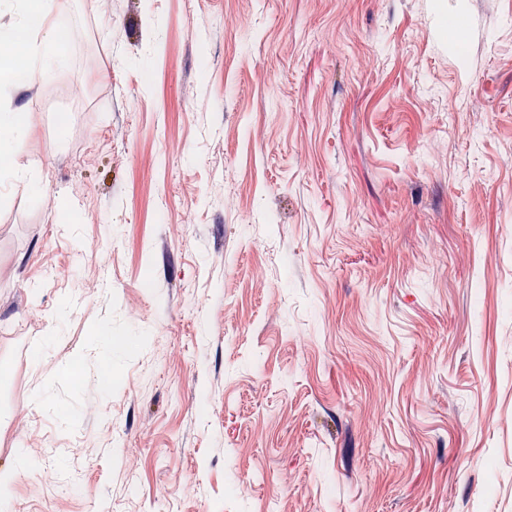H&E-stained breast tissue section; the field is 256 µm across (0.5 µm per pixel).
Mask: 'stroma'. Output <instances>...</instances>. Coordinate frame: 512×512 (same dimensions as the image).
<instances>
[{"instance_id":"stroma-1","label":"stroma","mask_w":512,"mask_h":512,"mask_svg":"<svg viewBox=\"0 0 512 512\" xmlns=\"http://www.w3.org/2000/svg\"><path fill=\"white\" fill-rule=\"evenodd\" d=\"M59 12L0 83L6 512H512V0ZM61 20L55 19L51 25L38 30L33 37L34 48L39 50L46 59L49 67L59 66L64 63V56L58 49L57 37ZM0 112V156H9L20 140L22 124L17 113Z\"/></svg>"}]
</instances>
